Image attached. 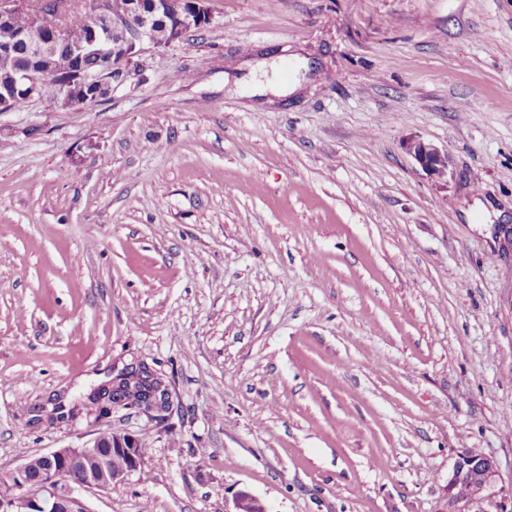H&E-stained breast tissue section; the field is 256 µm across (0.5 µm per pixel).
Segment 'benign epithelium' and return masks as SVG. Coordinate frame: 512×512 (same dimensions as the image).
<instances>
[{
  "label": "benign epithelium",
  "mask_w": 512,
  "mask_h": 512,
  "mask_svg": "<svg viewBox=\"0 0 512 512\" xmlns=\"http://www.w3.org/2000/svg\"><path fill=\"white\" fill-rule=\"evenodd\" d=\"M209 0H128L125 10L116 13L109 0H88L84 14L87 38L73 45L64 36V27L50 19L42 0H0V28L12 33L13 39L0 43V61L12 63L15 42L26 46L27 62L13 69L9 84L0 86V112L14 110L17 95L25 100L43 97L47 78L62 75L55 102L64 106L95 102L112 94L138 67V58L148 49H160L182 39L186 29L208 25L212 21ZM165 23L158 30L155 22ZM86 56L105 58L96 70L86 68ZM405 149L426 175L442 181L448 177L451 163L448 151L411 137ZM146 378L148 389L142 401L133 403L119 392L112 395L108 407L132 405L145 412L166 408L167 391L156 384L149 369H138ZM98 441L79 448H59L48 454L28 458L14 475L12 483L19 493L0 501V512H90L73 495L70 482L105 487L123 480L141 465L139 445L130 436L112 437V455L124 459L119 470L109 471L102 465L86 468V459L96 455ZM464 486L468 495L461 498L456 490ZM437 512H512V495L504 494L497 460L487 454L460 453L448 470V481Z\"/></svg>",
  "instance_id": "obj_1"
}]
</instances>
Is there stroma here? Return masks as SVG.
Listing matches in <instances>:
<instances>
[{
    "mask_svg": "<svg viewBox=\"0 0 512 512\" xmlns=\"http://www.w3.org/2000/svg\"><path fill=\"white\" fill-rule=\"evenodd\" d=\"M210 5L0 113V481L112 432L146 455L90 512H436L471 448L512 489V0ZM139 365L166 411L86 409ZM405 149L429 178L444 181L448 177L451 163L448 151L416 137H410L405 142Z\"/></svg>",
    "mask_w": 512,
    "mask_h": 512,
    "instance_id": "35a3bbf8",
    "label": "stroma"
}]
</instances>
